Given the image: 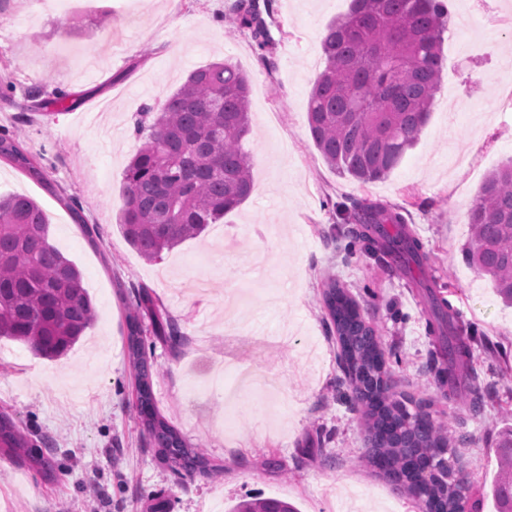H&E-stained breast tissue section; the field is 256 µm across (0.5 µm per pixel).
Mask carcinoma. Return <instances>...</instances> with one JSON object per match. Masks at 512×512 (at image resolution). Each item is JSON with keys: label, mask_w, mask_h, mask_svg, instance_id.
<instances>
[{"label": "carcinoma", "mask_w": 512, "mask_h": 512, "mask_svg": "<svg viewBox=\"0 0 512 512\" xmlns=\"http://www.w3.org/2000/svg\"><path fill=\"white\" fill-rule=\"evenodd\" d=\"M272 0H236L234 22L261 51L270 47L263 14ZM449 13L442 0H350L346 14L328 24L321 41L325 66L308 103V127L324 160L337 173L370 183L384 179L426 125L444 66L442 34ZM249 81L234 63L213 62L192 71L156 113L137 123L144 144L125 172L119 226L124 238L150 259L161 258L243 204L252 191V161L242 150L251 132ZM32 180L47 181L41 157L17 135L0 133V161ZM344 221L363 247L399 260L426 255L400 209L379 204L348 207ZM472 236L466 259L490 276L497 294L512 304V161L482 183L468 212ZM76 265L49 239L48 219L37 201L0 197V336L35 355L57 359L95 320L93 302ZM328 330L336 335L353 400L362 408L372 463L417 501L423 512L473 509L471 485L460 477L457 448L416 405L408 411L392 391L388 362L375 328L346 289L330 281L322 292ZM144 309L149 325L130 312L126 342L137 377L138 416L159 459L172 471L208 476L218 470L189 444L156 406L144 336L178 330L159 305L139 294L128 303ZM439 299V336L431 353L438 379L473 370L475 341L469 327ZM26 441L12 418L0 413V448ZM501 473L490 493L496 512H512V430L498 443ZM231 512H298L276 498L241 501Z\"/></svg>", "instance_id": "obj_1"}]
</instances>
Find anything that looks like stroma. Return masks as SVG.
Segmentation results:
<instances>
[{
	"mask_svg": "<svg viewBox=\"0 0 512 512\" xmlns=\"http://www.w3.org/2000/svg\"><path fill=\"white\" fill-rule=\"evenodd\" d=\"M234 2L0 0V130L21 134L48 167L40 185L0 161V195L39 203L97 310L58 360L0 339V412L27 440L0 451V512H150L160 501L168 512H228L268 497L335 512L346 493L371 512H420L368 461L361 411L323 323L329 277L376 328L395 392L429 403L459 439L473 487L488 488L497 472L496 444L512 426V308L462 250L480 186L512 160V112L499 109L512 87V31L486 23L473 0H449L429 121L386 179L364 185L324 161L307 121L322 34L349 0H273L269 53L248 30L227 33L220 17ZM223 59L250 81L243 147L253 191L203 237L146 260L119 228L125 170L142 144L134 124L143 106H161L191 71ZM37 85L67 92L71 108L44 114ZM63 194L80 202L81 220ZM354 201L402 207L428 261L408 268L349 247L333 206ZM431 279L478 332L471 385L494 397L481 415L433 376ZM141 289L182 334L145 339L156 405L215 475H175L139 424L123 300Z\"/></svg>",
	"mask_w": 512,
	"mask_h": 512,
	"instance_id": "35a3bbf8",
	"label": "stroma"
}]
</instances>
